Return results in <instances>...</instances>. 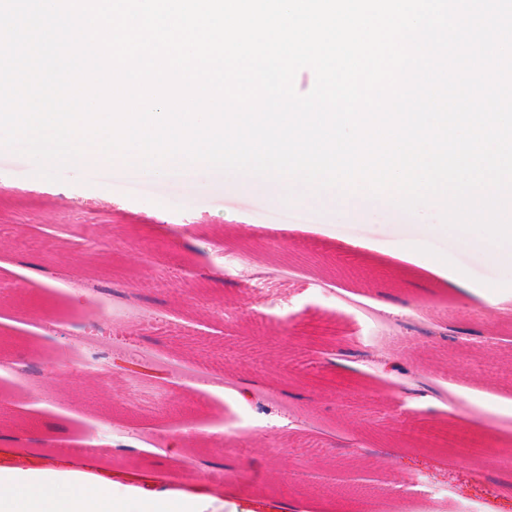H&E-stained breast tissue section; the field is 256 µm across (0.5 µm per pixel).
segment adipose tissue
I'll list each match as a JSON object with an SVG mask.
<instances>
[{
    "instance_id": "obj_1",
    "label": "adipose tissue",
    "mask_w": 512,
    "mask_h": 512,
    "mask_svg": "<svg viewBox=\"0 0 512 512\" xmlns=\"http://www.w3.org/2000/svg\"><path fill=\"white\" fill-rule=\"evenodd\" d=\"M134 497L89 479L0 466V512H129Z\"/></svg>"
}]
</instances>
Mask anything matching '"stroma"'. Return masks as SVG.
Returning <instances> with one entry per match:
<instances>
[{"label": "stroma", "instance_id": "35a3bbf8", "mask_svg": "<svg viewBox=\"0 0 512 512\" xmlns=\"http://www.w3.org/2000/svg\"><path fill=\"white\" fill-rule=\"evenodd\" d=\"M35 170L0 150L1 466L206 512H512L507 249L326 198L282 231L286 207L208 168ZM399 244L477 294L389 257ZM43 250L40 283L24 263ZM362 475V508L317 491ZM425 271L448 283V290L459 298H468L475 293V285L466 276L455 273L448 276V261L444 258L424 260L418 264ZM138 512H203L200 504L185 500L176 492H166L160 497L139 499Z\"/></svg>", "mask_w": 512, "mask_h": 512}]
</instances>
